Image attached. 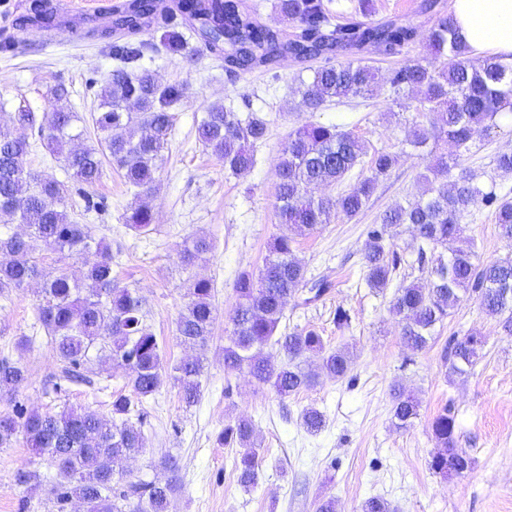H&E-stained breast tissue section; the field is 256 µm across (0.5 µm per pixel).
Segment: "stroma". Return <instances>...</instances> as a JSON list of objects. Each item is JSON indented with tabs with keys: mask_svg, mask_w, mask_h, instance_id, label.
<instances>
[{
	"mask_svg": "<svg viewBox=\"0 0 512 512\" xmlns=\"http://www.w3.org/2000/svg\"><path fill=\"white\" fill-rule=\"evenodd\" d=\"M26 6L27 0H0V41L15 44L14 51L0 52V127L9 125L21 103L49 111V91L58 85L69 90V107L90 119L96 93L114 65L107 41L88 37L80 27L21 28ZM139 65L161 83L186 87L173 107L176 120L157 188L143 198L154 212L152 233L139 235L126 226L124 214L136 197L115 165L104 164L100 180L87 187L67 179L62 158L44 147L28 158L42 175L64 182L79 223L120 249L113 273L120 283L138 288L168 366L191 354L176 334L188 286L180 245L192 234L207 236L215 245L210 260L196 269L197 276L213 280L217 305L200 398L185 406L174 380L164 379L143 405L145 450L131 463L130 479L166 480L161 461L177 458L169 512H315L324 497L335 499L336 512H360L362 503L376 495L394 512H512V336L470 295L437 325L425 348L408 349L390 310L392 290L379 293L365 281L363 250L370 228L424 186L428 161L405 143L416 117L400 109L386 84L367 99L333 101L314 114L299 111V89L307 75L289 59L274 72L241 79L206 54L190 63L161 50L145 54ZM214 104L266 120L267 135L250 172L230 174L199 142L197 123ZM312 120L339 125L359 137L367 153L385 149L398 160L362 213L336 218L298 240L296 255L308 281L328 279L331 289L310 304L301 292L289 298L279 330H316L327 347H349L354 360L347 377H325L283 398L247 373L225 374L219 349L238 276L262 267L272 238L282 231L275 211L279 150L294 128ZM507 151H512V122L500 118L475 135L459 162L478 174L484 188L512 199V177L499 176L493 165L495 156ZM464 236L479 262L512 252L499 238L488 207L473 208ZM416 247L410 229H396L390 241L391 253L400 259L394 283L427 281L439 252L427 249L421 261ZM39 302L33 286L0 295V359L20 363L29 373L15 396L0 395V414L19 402L42 413L88 406L110 416L113 396L129 391L123 369L96 362L87 381L64 380V365L37 320ZM340 308L351 318L348 327L336 325ZM470 334L483 338L482 355L465 373H455L450 349L454 340ZM396 384L419 403V415L406 429L392 421ZM309 407L326 421L314 435L300 424L302 410ZM446 408L456 417L458 447L472 458L471 469L459 476L445 477L429 467L436 450L431 422ZM241 416L255 425L262 459L258 483L248 490L238 482L234 449L219 440L225 425ZM24 468L53 473L24 441L0 448V512H56L47 485L16 484L15 474Z\"/></svg>",
	"mask_w": 512,
	"mask_h": 512,
	"instance_id": "stroma-1",
	"label": "stroma"
}]
</instances>
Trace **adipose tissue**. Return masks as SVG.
<instances>
[{"label": "adipose tissue", "mask_w": 512, "mask_h": 512, "mask_svg": "<svg viewBox=\"0 0 512 512\" xmlns=\"http://www.w3.org/2000/svg\"><path fill=\"white\" fill-rule=\"evenodd\" d=\"M452 15L472 53L512 62V0H452Z\"/></svg>", "instance_id": "obj_1"}]
</instances>
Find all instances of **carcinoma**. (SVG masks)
<instances>
[{"mask_svg": "<svg viewBox=\"0 0 512 512\" xmlns=\"http://www.w3.org/2000/svg\"><path fill=\"white\" fill-rule=\"evenodd\" d=\"M425 12L434 13L425 36L432 58L410 60L391 71L388 81L399 91L417 93L409 104L415 112L437 114L438 122L425 126L414 122L406 144L415 151L430 147L427 156L429 188L419 196L385 212L381 224L368 232L364 249L365 278L369 287L383 292L390 287L397 259L389 258L386 239L392 229L407 225L417 242L419 255L429 246L442 247L430 271V283L400 284L390 301L399 317L401 337L411 349L424 348L467 294L475 292L482 310L499 320L512 335V258L480 264L463 236L462 224L473 207L493 208L500 238L512 245V201L495 190H484L475 175L461 170L449 174L458 161L437 152L443 139L468 149L475 134L495 124L498 115L512 112V64L498 57L469 58L455 28L452 14L437 9V0H425ZM162 13L180 14L199 34L209 53L224 61V69L237 77L257 67H273L289 58L317 62L308 68L311 81L300 90V108L319 112L335 99L366 97L379 83V69L363 62L359 52L371 46L396 55L419 39L418 27L402 21H334L324 0H279V21L294 25L290 37L277 23L252 12L244 0H125L113 13L111 24L98 30L101 36L127 38L112 45L120 65L101 85L98 113L93 118L94 136L74 125L76 113L66 105L68 90L52 91L55 108L38 114L26 106L17 108L10 120L38 136L41 144L63 158L69 176L85 185L102 175L103 158L123 171L125 183L148 194L156 187V174L175 123L171 106L184 96V86L162 84L153 73L138 66L154 49L148 40L132 38L148 30ZM51 22L45 0H31L24 23L42 28ZM198 139L234 175L250 171L256 163L255 148L267 135L266 121L213 105L197 124ZM33 150L29 137L0 130V294L40 285L38 321L47 332L56 357L66 364L70 382L87 381L88 364L98 359L123 368L131 394L112 399V418L89 407H70L59 413H40L14 405L0 415V447L22 436L28 448L57 468L50 492L57 512H67L77 500L82 512H167L174 491L173 479L165 482L126 481L127 463L144 450L142 427L131 421L134 401L159 391L166 374L156 336L137 288L122 285L112 274V244L96 239L86 224L71 220L67 189L30 168ZM364 143L336 124L306 123L288 134L277 164V212L288 232L275 236L258 274L244 273L236 282V303L228 317L227 342L222 347L224 371H247L252 379L271 385L282 397L316 385L321 375L345 378L353 364L346 347L328 349L313 329L278 334L288 298L303 287L319 299L326 283L307 286L304 265L295 256L297 237L311 235L339 216L353 218L364 211L379 182L397 162L386 150H377L362 169L354 188L337 197L310 194L314 186L330 187L363 163ZM12 224L25 226L23 234L9 233ZM129 229L138 234L153 231V214L143 204L126 216ZM61 257L93 254L95 259L73 272L60 267L53 274L39 260L43 248ZM213 243L203 235L187 239L180 251L184 269L208 261ZM211 280L192 276L187 302L177 321L182 343L197 355L173 367L183 402L192 406L201 395V378L217 316ZM484 343L464 339L454 344L453 369L473 366ZM283 354L276 366L265 349ZM310 355L321 357L320 371L304 367ZM28 379L26 367L0 361V391H15ZM392 418L407 428L418 416L416 398L401 388L393 389ZM303 428L316 434L325 425L324 415L307 408ZM432 435L437 452L430 468L438 474L461 475L471 458L456 447V420L448 409L434 417ZM219 440L238 447L235 469L240 484L248 489L259 476V453L251 420L239 418L225 425Z\"/></svg>", "mask_w": 512, "mask_h": 512, "instance_id": "obj_1", "label": "carcinoma"}]
</instances>
